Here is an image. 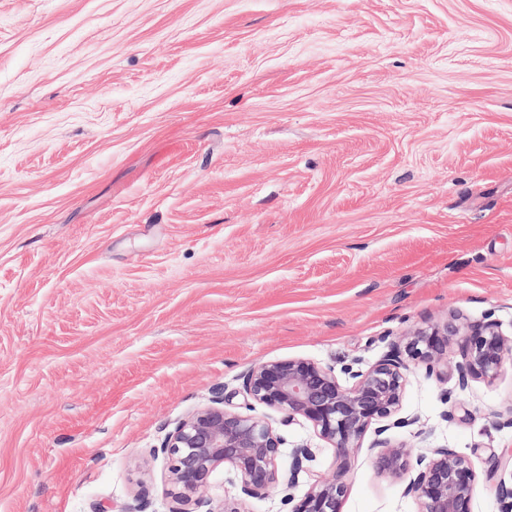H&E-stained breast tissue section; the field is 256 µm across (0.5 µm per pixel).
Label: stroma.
<instances>
[{"label":"stroma","mask_w":512,"mask_h":512,"mask_svg":"<svg viewBox=\"0 0 512 512\" xmlns=\"http://www.w3.org/2000/svg\"><path fill=\"white\" fill-rule=\"evenodd\" d=\"M489 315L512 336V0H0V512H176L151 449L251 366ZM511 407L512 359L464 390L416 365L388 435L500 512ZM254 413L279 468L345 469L342 512H419L374 432L341 457ZM209 495L290 510L229 465Z\"/></svg>","instance_id":"1"}]
</instances>
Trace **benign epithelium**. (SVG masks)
Returning a JSON list of instances; mask_svg holds the SVG:
<instances>
[{
    "label": "benign epithelium",
    "instance_id": "obj_1",
    "mask_svg": "<svg viewBox=\"0 0 512 512\" xmlns=\"http://www.w3.org/2000/svg\"><path fill=\"white\" fill-rule=\"evenodd\" d=\"M405 345L390 350L366 370L343 369L350 383L339 382L335 370L307 359L265 363L242 375V393L250 400L247 412L226 409L230 397L217 393L212 403L180 420L160 450L168 460L170 494L194 510L178 512H241L238 502L224 500L222 508L211 507L210 477L229 463L240 479L241 493L258 497L278 484L296 487L301 475L308 488L298 498L288 495L290 512H341L347 491L345 471L322 475L311 470L315 455L308 447L290 453L288 470L278 474L277 459L283 445L272 424L250 414L252 403L263 404L283 415L284 422L301 416L329 441L338 456L358 447L371 425H376L371 449L376 451L379 470L401 479L404 495L413 496L419 512H471L476 472L468 457L453 448H431L411 458L403 444H395L385 433L410 424L399 416L409 361L425 365L428 375L447 372L458 387L469 382L495 380L512 355V338L506 337L490 318L462 326L418 329L403 337ZM501 512H512V485L501 480L495 487Z\"/></svg>",
    "mask_w": 512,
    "mask_h": 512
}]
</instances>
